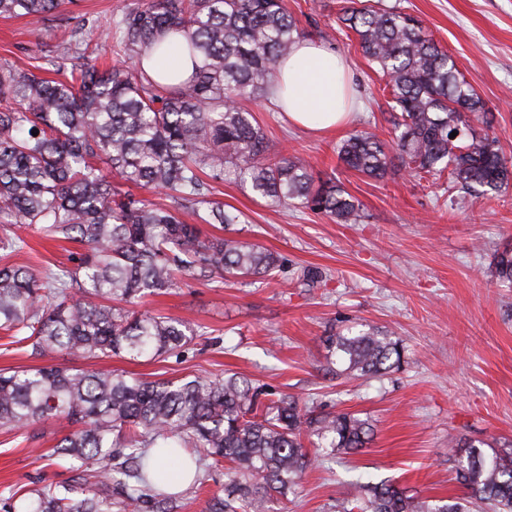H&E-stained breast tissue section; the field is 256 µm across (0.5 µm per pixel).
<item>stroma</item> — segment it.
Instances as JSON below:
<instances>
[{
    "instance_id": "stroma-1",
    "label": "stroma",
    "mask_w": 512,
    "mask_h": 512,
    "mask_svg": "<svg viewBox=\"0 0 512 512\" xmlns=\"http://www.w3.org/2000/svg\"><path fill=\"white\" fill-rule=\"evenodd\" d=\"M129 0H65L41 27L0 17V58L29 68L72 35L95 39ZM421 21L479 94L496 137L512 161V0H381ZM301 38L328 43L355 76L352 117L324 133L290 126L270 100L240 104L288 154L313 165L314 179L335 177L356 197L365 218L339 224L297 206L267 202L238 181L217 197L240 213L224 236L256 242L282 258L256 282L187 280L140 304L143 312L194 325L200 337L184 352L153 362L127 356L84 361L92 370L178 379L235 373L327 411L370 419L367 448L309 467L277 512H332L351 482L388 480L436 498L457 496L450 454L468 440L512 446V288L492 274L498 249L512 243V187L489 200L449 188L447 179H418L398 167L375 180L345 169L337 143L362 130L392 138L385 80L368 65L355 35L340 29L345 0H284ZM25 246L15 260L40 270L70 265L77 243L44 237L34 225L0 227ZM392 330L402 341L398 370L363 378L329 373L324 338L353 324ZM67 421L33 432L0 430V497L10 489L68 480L48 452L68 434Z\"/></svg>"
}]
</instances>
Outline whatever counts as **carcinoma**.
Returning <instances> with one entry per match:
<instances>
[{"mask_svg": "<svg viewBox=\"0 0 512 512\" xmlns=\"http://www.w3.org/2000/svg\"><path fill=\"white\" fill-rule=\"evenodd\" d=\"M63 0H0V16L40 26ZM338 20L387 79L394 138L353 133L337 145L348 169L384 179L400 163L420 177L447 173L478 197L512 184V165L495 139L476 133L481 98L460 78L448 51L410 16L372 5ZM113 53L143 60L164 38L195 62L192 76L163 83L118 61L101 70L89 44L74 39L46 60L43 77L0 60V224H38L55 240L79 242L70 267L36 270L10 262L19 237L0 238V333L32 355L94 359L124 353L156 360L178 354L197 333L187 323L134 306L184 279L270 276L281 257L263 246L205 236L203 224H237L215 199L233 177L278 205L298 203L338 224H360V202L268 138L243 97L273 96L276 63L298 28L283 0H139L107 29ZM456 137H450L452 132ZM105 162L102 168L99 162ZM153 189L169 203L138 196ZM194 219L190 224L183 213ZM494 274L512 288V247L494 256ZM335 373L383 376L400 368L401 340L370 327L327 337ZM77 428L55 453L80 463L67 481L14 491L4 512H177L178 495L156 480L149 449H190L196 470L224 465V489L206 512H273L304 471L338 452L366 447L372 424L354 413L302 406L286 393L234 376L143 379L116 370L39 366L0 372V429L26 431L52 419ZM315 437L321 453L304 440ZM473 440L452 450L464 495L409 496L386 482L359 484L337 512H512V448L486 451Z\"/></svg>", "mask_w": 512, "mask_h": 512, "instance_id": "carcinoma-1", "label": "carcinoma"}]
</instances>
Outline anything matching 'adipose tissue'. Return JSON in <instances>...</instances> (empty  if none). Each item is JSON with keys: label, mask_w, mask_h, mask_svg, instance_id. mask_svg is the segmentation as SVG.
Returning a JSON list of instances; mask_svg holds the SVG:
<instances>
[{"label": "adipose tissue", "mask_w": 512, "mask_h": 512, "mask_svg": "<svg viewBox=\"0 0 512 512\" xmlns=\"http://www.w3.org/2000/svg\"><path fill=\"white\" fill-rule=\"evenodd\" d=\"M276 72L284 86L283 109L292 124L328 131L349 120L344 97L353 91V79L347 60L335 50L315 41H297L288 59L277 63Z\"/></svg>", "instance_id": "adipose-tissue-1"}]
</instances>
